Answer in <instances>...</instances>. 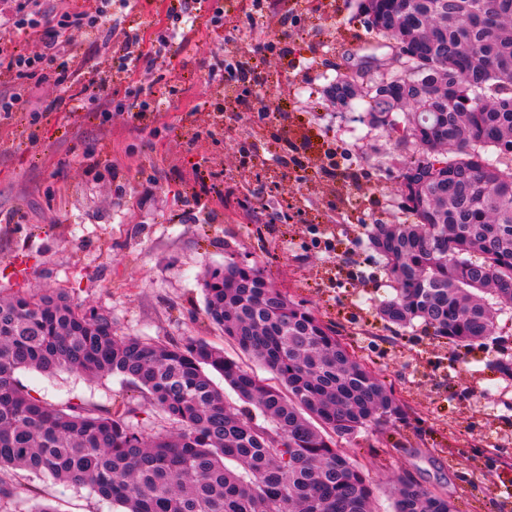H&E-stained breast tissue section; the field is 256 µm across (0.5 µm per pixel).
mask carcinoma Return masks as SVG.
Wrapping results in <instances>:
<instances>
[{
  "instance_id": "1",
  "label": "carcinoma",
  "mask_w": 512,
  "mask_h": 512,
  "mask_svg": "<svg viewBox=\"0 0 512 512\" xmlns=\"http://www.w3.org/2000/svg\"><path fill=\"white\" fill-rule=\"evenodd\" d=\"M373 60L395 51L424 94L398 103L371 79L370 128L394 139L402 220L365 225L394 294L385 323L419 324L465 348L512 307V0H372ZM205 313L281 382L189 337L119 336L112 314L64 292L0 297V512H17L15 477L90 488L120 512H371L374 490L339 444L393 425L409 407L336 330L274 287L256 263L206 272ZM20 370L121 376L155 409L111 412L32 395ZM216 372L253 416L224 400ZM394 512H455L400 478Z\"/></svg>"
}]
</instances>
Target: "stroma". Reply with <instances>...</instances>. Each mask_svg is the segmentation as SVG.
<instances>
[{"instance_id":"1","label":"stroma","mask_w":512,"mask_h":512,"mask_svg":"<svg viewBox=\"0 0 512 512\" xmlns=\"http://www.w3.org/2000/svg\"><path fill=\"white\" fill-rule=\"evenodd\" d=\"M168 4L40 0L50 19L110 14L112 31L69 27L34 78L0 74V96H20L0 114V294L62 291L109 310L120 335L202 338L236 359L204 312L202 275L231 256L259 263L410 408L407 424L346 445L374 484L373 512H393L402 477L457 512H512V379L491 367L512 355V316L499 318L496 340L456 349L375 314L393 290L364 227L398 214L396 147L363 122L364 102L339 112L324 96L370 39L359 0H321L315 13L305 0H188L157 46ZM228 48L259 65L265 112L216 111L225 92L204 74ZM62 65L65 91L55 82ZM134 85L154 91L150 111L132 107ZM346 169L358 179H340ZM199 170L233 189L229 202L192 194ZM17 379L53 404L150 407L118 377L22 370ZM16 483L22 510L35 489L57 512H112L87 487L24 472Z\"/></svg>"}]
</instances>
